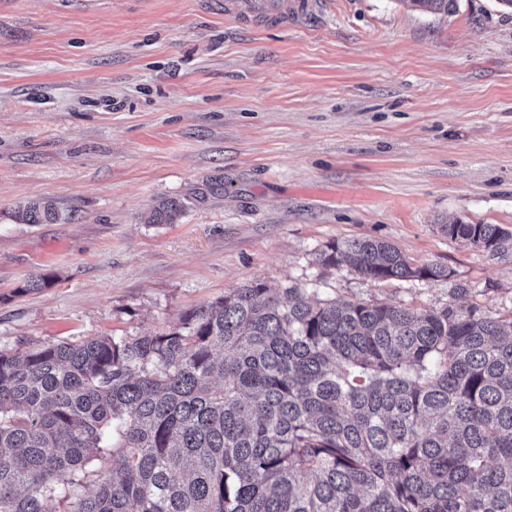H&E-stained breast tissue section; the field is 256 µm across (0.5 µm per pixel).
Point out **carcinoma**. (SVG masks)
<instances>
[{"label":"carcinoma","instance_id":"carcinoma-1","mask_svg":"<svg viewBox=\"0 0 512 512\" xmlns=\"http://www.w3.org/2000/svg\"><path fill=\"white\" fill-rule=\"evenodd\" d=\"M442 228L512 262L499 224ZM315 262L371 283L450 277L375 238ZM470 294L412 308L254 280L153 334L0 352V512H512V316Z\"/></svg>","mask_w":512,"mask_h":512}]
</instances>
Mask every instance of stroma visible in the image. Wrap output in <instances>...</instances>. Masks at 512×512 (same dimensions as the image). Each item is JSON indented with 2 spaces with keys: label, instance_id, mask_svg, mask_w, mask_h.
<instances>
[{
  "label": "stroma",
  "instance_id": "1",
  "mask_svg": "<svg viewBox=\"0 0 512 512\" xmlns=\"http://www.w3.org/2000/svg\"><path fill=\"white\" fill-rule=\"evenodd\" d=\"M172 224L145 218L164 200ZM62 219L20 224L18 205ZM512 230V12L324 0L296 26L205 0L0 8V350L150 334L259 279L415 308L455 283L512 313V262L443 230ZM378 238L450 278L369 283L326 244ZM34 274L52 284L22 292Z\"/></svg>",
  "mask_w": 512,
  "mask_h": 512
}]
</instances>
